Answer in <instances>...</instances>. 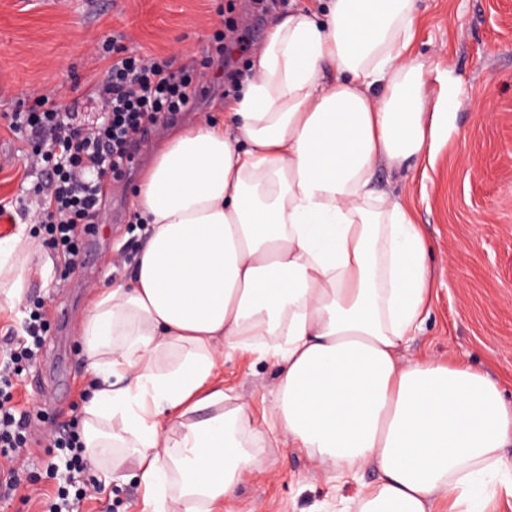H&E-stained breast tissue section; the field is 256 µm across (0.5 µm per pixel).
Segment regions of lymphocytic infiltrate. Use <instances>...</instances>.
<instances>
[{"instance_id":"1","label":"lymphocytic infiltrate","mask_w":512,"mask_h":512,"mask_svg":"<svg viewBox=\"0 0 512 512\" xmlns=\"http://www.w3.org/2000/svg\"><path fill=\"white\" fill-rule=\"evenodd\" d=\"M194 65L174 66L166 57L130 53L113 46L112 63L103 83L94 89L107 108L92 127L75 125L70 114L51 100L29 111L11 113L14 133L45 136L46 151L27 157V167L43 172L30 208L43 224L47 247L65 267H73L82 242L94 228L109 176L126 172L134 149L150 127L190 108L203 94ZM45 343L42 315L25 321L0 355V496L15 495L25 481L19 460L27 448V413L13 403L9 390L21 364L36 360ZM51 447L67 450L69 482L77 499L90 494L86 450L76 427L55 430Z\"/></svg>"}]
</instances>
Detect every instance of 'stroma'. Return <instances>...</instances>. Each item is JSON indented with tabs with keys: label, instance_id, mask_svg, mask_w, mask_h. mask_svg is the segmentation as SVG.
Masks as SVG:
<instances>
[{
	"label": "stroma",
	"instance_id": "1",
	"mask_svg": "<svg viewBox=\"0 0 512 512\" xmlns=\"http://www.w3.org/2000/svg\"><path fill=\"white\" fill-rule=\"evenodd\" d=\"M292 6V0H0V200L9 204L0 215V240L24 224L40 242L24 303L0 310V337L19 331L30 313L69 311L66 325L49 320L38 360L14 379V399L31 418L24 460L33 481L0 500V512H43L45 501L66 486L64 469L49 465L47 438L51 426L85 419L81 394L93 374L77 328L90 290L123 282L133 271L144 237L132 191L157 145L173 130L217 116L229 74H248L270 21ZM414 27L413 55L430 68L432 94L440 93L439 78L448 73L460 85L433 166L410 173L381 166L375 174L376 190L406 203L432 246L430 313L407 351L480 369L512 402V0H419ZM219 28L235 38L226 65L207 52ZM114 41L178 66L194 62L206 92L193 111L141 143L130 177L109 183L97 233L65 276L42 245L43 226L24 210L40 177L25 174L23 159L40 144L10 131L6 115L47 97L84 123L101 120L104 106L92 89L107 74L106 47ZM277 375L270 356L238 350L225 356L217 383L262 426L271 419ZM258 457L234 512H338L341 501L357 498L377 478L369 470L335 480L279 434L262 443ZM114 464L122 478L105 484L103 471ZM89 477L98 490L76 512H143V488L126 449H108Z\"/></svg>",
	"mask_w": 512,
	"mask_h": 512
}]
</instances>
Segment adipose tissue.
Masks as SVG:
<instances>
[{"label":"adipose tissue","instance_id":"adipose-tissue-1","mask_svg":"<svg viewBox=\"0 0 512 512\" xmlns=\"http://www.w3.org/2000/svg\"><path fill=\"white\" fill-rule=\"evenodd\" d=\"M417 0H302L255 51L222 122L161 147L133 205L148 240L131 278L94 289L78 326L100 382L88 450L121 445L153 512L234 501L264 440L210 382L226 353L277 336L272 420L324 471L378 479L356 512H484L512 491V404L472 367L401 349L433 271L420 225L374 197L444 136L459 80L432 97L410 54ZM25 231L0 242V307L21 304Z\"/></svg>","mask_w":512,"mask_h":512}]
</instances>
